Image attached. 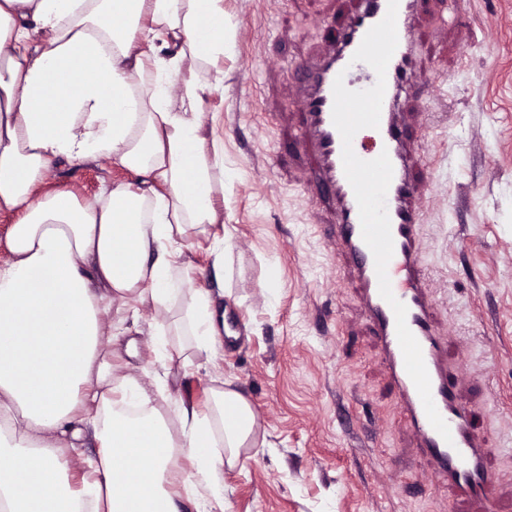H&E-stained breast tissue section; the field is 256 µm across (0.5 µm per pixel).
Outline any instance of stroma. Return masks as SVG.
<instances>
[{
	"mask_svg": "<svg viewBox=\"0 0 512 512\" xmlns=\"http://www.w3.org/2000/svg\"><path fill=\"white\" fill-rule=\"evenodd\" d=\"M359 0H224L236 32L224 81L205 104L224 132L234 248L224 288L238 337L214 365L175 359L170 398L207 405L213 379L256 406L268 447L224 471V512H481L424 481L358 284L319 229L331 220L296 146L292 67L322 53L328 26ZM421 111L414 174L422 248L448 368L462 381L497 512H512V0H422L415 17ZM102 158L51 170L47 190L95 198L132 180ZM154 313H110L117 366L150 382L164 352Z\"/></svg>",
	"mask_w": 512,
	"mask_h": 512,
	"instance_id": "1",
	"label": "stroma"
}]
</instances>
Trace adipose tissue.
<instances>
[{"label":"adipose tissue","mask_w":512,"mask_h":512,"mask_svg":"<svg viewBox=\"0 0 512 512\" xmlns=\"http://www.w3.org/2000/svg\"><path fill=\"white\" fill-rule=\"evenodd\" d=\"M234 37L224 0H0V447L17 451L0 512H213L225 468L268 445L242 392L212 390L216 451L209 412L164 414L167 376L118 374L104 348L110 310L145 305L207 362L224 347L191 254L224 283V140L204 104ZM100 158L135 181L84 202L46 190L52 166Z\"/></svg>","instance_id":"1"}]
</instances>
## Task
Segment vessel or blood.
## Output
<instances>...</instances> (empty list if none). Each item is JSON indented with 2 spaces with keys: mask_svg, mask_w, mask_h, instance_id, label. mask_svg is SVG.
I'll return each instance as SVG.
<instances>
[{
  "mask_svg": "<svg viewBox=\"0 0 512 512\" xmlns=\"http://www.w3.org/2000/svg\"><path fill=\"white\" fill-rule=\"evenodd\" d=\"M418 0H399L397 48L386 71V90L380 125L373 130L372 148L358 156L372 160L388 154L393 177L386 208L394 243L387 274L394 296L407 308L406 322L421 346L430 377L435 406L447 423L452 439L444 441L430 424L417 389L408 375L400 348L395 316L381 297L373 254L362 238L358 205L342 163V139L333 124V84L343 77L347 88L372 87L377 76L353 55L367 31L380 22L388 0H363L341 31L329 34L328 48L319 56L299 63L302 77L295 86L294 101L302 114L300 146L312 159L311 175L333 204L325 241L343 257L358 286L360 300L382 350V361L398 399L404 423L429 463L428 476L459 500L478 503L482 512H494L500 478L485 461L483 440L474 426L470 407L460 397V382L448 371L444 333L433 319L430 285L424 276L421 246L423 193L413 174L414 150L408 137L413 124L401 109V95L416 74L412 62V29Z\"/></svg>",
  "mask_w": 512,
  "mask_h": 512,
  "instance_id": "obj_1",
  "label": "vessel or blood"
}]
</instances>
